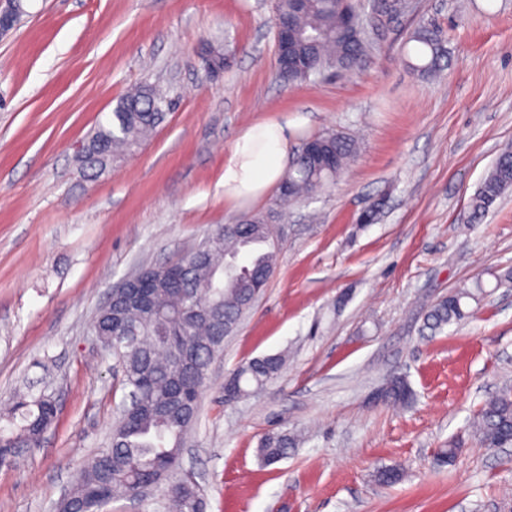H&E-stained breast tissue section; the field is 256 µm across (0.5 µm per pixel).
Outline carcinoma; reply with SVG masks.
<instances>
[{"instance_id": "1", "label": "carcinoma", "mask_w": 512, "mask_h": 512, "mask_svg": "<svg viewBox=\"0 0 512 512\" xmlns=\"http://www.w3.org/2000/svg\"><path fill=\"white\" fill-rule=\"evenodd\" d=\"M342 0H312L295 10V0H275L274 12L294 14L296 30L288 46L291 55L309 58L315 70L296 72L288 83H303L325 72L349 74L359 70L367 57L368 40L362 36L352 43L338 37L346 17ZM409 8L408 0H380L381 13L395 17ZM406 43L409 66L421 76H432L448 61L441 30L422 23L410 33ZM203 68L211 73L224 71L228 57L210 43L201 48ZM171 102L149 85L125 94L112 112L109 125H100L89 137L86 158L103 164L144 142L163 122ZM334 165L323 167L301 152L292 159L280 182L287 192L276 196L274 209L238 223L234 232L218 227L201 244L205 258L193 262L184 255L153 272L156 286L145 308L121 313L126 329L112 330L111 322L101 323V334L112 337L111 355L123 360V384L143 391L141 414L124 419L112 430L119 445L112 449V468L102 475L90 461L72 486L76 498L97 490L103 498L128 499L142 485L163 474L171 480L165 487L169 512H202L200 488L191 476L177 475L182 456V438L193 420H184L179 407L195 405L203 393L212 362L224 350V337L233 333L243 315L252 307L267 284L265 270L274 265L278 242L273 235L275 209L308 199L342 175L355 155L354 141L340 133L322 136ZM512 188V151L496 159L471 200L473 216L483 214ZM483 285L459 288L448 293L427 315V327L438 331L464 319L468 301L478 299ZM285 365L281 354L253 358L240 365L224 382V401L246 396L250 387H260L278 377ZM415 393L403 376L392 377L381 389V401L407 405ZM56 408L41 397L19 401L6 424L0 426V442L5 445L35 447L36 425L55 419ZM475 436L491 448L512 446V395L500 393L487 400L473 420ZM296 437L288 430L262 436L257 455L266 466L288 458L296 447Z\"/></svg>"}]
</instances>
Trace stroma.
<instances>
[{
	"label": "stroma",
	"instance_id": "1",
	"mask_svg": "<svg viewBox=\"0 0 512 512\" xmlns=\"http://www.w3.org/2000/svg\"><path fill=\"white\" fill-rule=\"evenodd\" d=\"M357 0L370 42L364 68L293 86L274 70V0H23L0 40V414L48 394L58 417L43 441L0 467V512H55L107 448L126 396L93 332L113 285L193 250L211 231L271 208L275 189L224 200V156L265 119L289 118L291 149L353 137L335 184L282 210L270 281L211 365L181 468L205 512H503L512 448L481 444L475 411L512 386V191L478 222L471 199L512 147V0H411L388 19ZM439 26L448 64L411 70L420 21ZM228 55L207 79L203 42ZM172 103L153 137L106 165L83 147L137 83ZM377 223L359 213L377 200ZM482 279L469 315L438 333L432 306ZM278 352L288 368L228 403L224 380ZM392 375L407 406L372 395ZM299 439L264 466L260 437ZM452 463L435 456L449 440ZM403 470L394 486L385 467Z\"/></svg>",
	"mask_w": 512,
	"mask_h": 512
}]
</instances>
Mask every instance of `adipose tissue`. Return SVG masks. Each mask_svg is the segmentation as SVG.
Here are the masks:
<instances>
[{"label": "adipose tissue", "mask_w": 512, "mask_h": 512, "mask_svg": "<svg viewBox=\"0 0 512 512\" xmlns=\"http://www.w3.org/2000/svg\"><path fill=\"white\" fill-rule=\"evenodd\" d=\"M288 126L277 121L253 125L224 157V198L241 203L262 196L277 183L288 156Z\"/></svg>", "instance_id": "1"}]
</instances>
